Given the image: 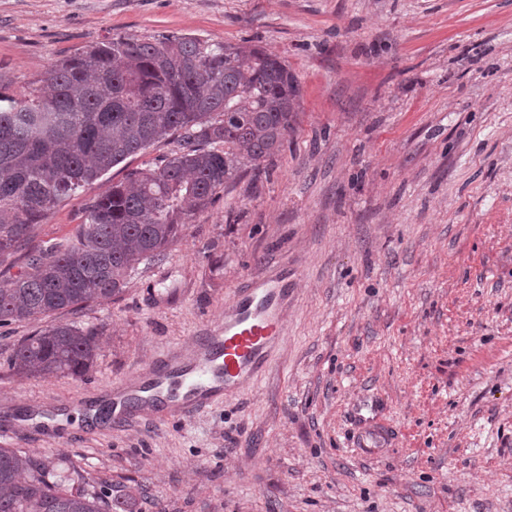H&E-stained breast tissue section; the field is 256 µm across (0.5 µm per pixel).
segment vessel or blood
<instances>
[{"mask_svg":"<svg viewBox=\"0 0 512 512\" xmlns=\"http://www.w3.org/2000/svg\"><path fill=\"white\" fill-rule=\"evenodd\" d=\"M287 303V288L271 280L238 291L223 325L197 337L196 356L174 353L157 361L125 391L113 421L132 419L146 405L190 418L209 411L225 392L256 386L272 351L285 339L282 311Z\"/></svg>","mask_w":512,"mask_h":512,"instance_id":"b4317fda","label":"vessel or blood"}]
</instances>
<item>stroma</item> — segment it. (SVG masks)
<instances>
[{
    "instance_id": "1",
    "label": "stroma",
    "mask_w": 512,
    "mask_h": 512,
    "mask_svg": "<svg viewBox=\"0 0 512 512\" xmlns=\"http://www.w3.org/2000/svg\"><path fill=\"white\" fill-rule=\"evenodd\" d=\"M115 35L257 46L297 83L282 151L194 215L122 293L54 322L103 331L84 379L21 377L0 327V448L76 470L134 512H512V0H0V91ZM170 145L56 206L89 201ZM288 288L286 340L247 393L189 420L86 423L242 288ZM381 416L391 446L358 447Z\"/></svg>"
}]
</instances>
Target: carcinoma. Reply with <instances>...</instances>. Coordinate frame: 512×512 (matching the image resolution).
Masks as SVG:
<instances>
[{"instance_id":"obj_1","label":"carcinoma","mask_w":512,"mask_h":512,"mask_svg":"<svg viewBox=\"0 0 512 512\" xmlns=\"http://www.w3.org/2000/svg\"><path fill=\"white\" fill-rule=\"evenodd\" d=\"M48 81V92H0V260L21 251L54 206L127 157L169 138L177 149L95 198L65 246L29 251L19 272H0V327L122 292L129 272L163 257L243 168L279 154L294 117L288 66L251 45L114 36L56 60ZM101 335L48 325L15 346L9 366L81 378ZM71 482L0 448V512H126L122 498Z\"/></svg>"}]
</instances>
